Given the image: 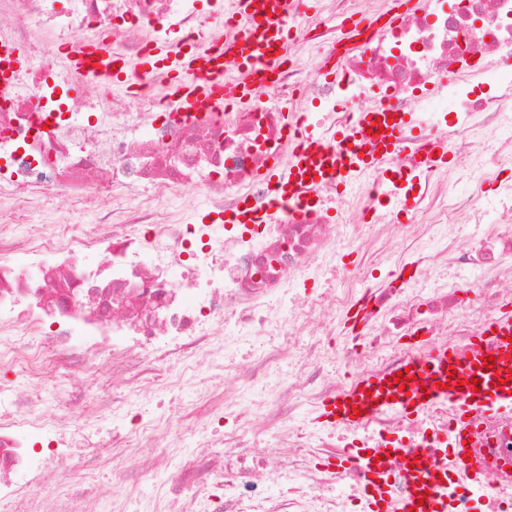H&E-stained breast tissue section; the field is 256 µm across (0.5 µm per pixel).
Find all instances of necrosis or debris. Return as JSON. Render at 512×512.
I'll return each mask as SVG.
<instances>
[{"label": "necrosis or debris", "mask_w": 512, "mask_h": 512, "mask_svg": "<svg viewBox=\"0 0 512 512\" xmlns=\"http://www.w3.org/2000/svg\"><path fill=\"white\" fill-rule=\"evenodd\" d=\"M320 0L298 19L268 8L292 44L274 77L256 74V102L177 104L167 48L219 52L242 30L224 0H0V512L19 500L24 473L39 488L23 512H373V477L390 506L411 491L412 455L447 461L456 416L387 411L358 427L319 419L356 379L383 376L430 349L464 347L512 308V80L482 91L512 62V0H424L373 11ZM111 46L121 82L75 59L90 41ZM297 113L299 125L287 123ZM371 113L394 131L382 164L358 187L310 171L276 198L300 125L321 127L337 158L376 152ZM452 168L431 164L434 139ZM468 183L448 186L449 170ZM191 194L224 224L177 209ZM93 220L65 230L47 199ZM267 206L262 224L230 216ZM419 217L403 244L396 210ZM37 215L33 231L3 225ZM99 261L89 268L85 252ZM408 270L398 279L392 262ZM213 380L193 414L190 449L147 420L142 390L183 362ZM106 367L119 389L90 394L74 380ZM66 375L62 406L42 418L48 373ZM274 441L263 444L266 432ZM468 438L483 462L473 482L447 485L454 512H512V412H474ZM95 444L80 473L63 469L73 443ZM151 451L148 467L101 476L108 458ZM367 448V466L339 465Z\"/></svg>", "instance_id": "4bbe7bcc"}]
</instances>
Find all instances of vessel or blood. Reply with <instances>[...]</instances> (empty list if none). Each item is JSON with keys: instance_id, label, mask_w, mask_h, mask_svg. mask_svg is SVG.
Wrapping results in <instances>:
<instances>
[{"instance_id": "b4317fda", "label": "vessel or blood", "mask_w": 512, "mask_h": 512, "mask_svg": "<svg viewBox=\"0 0 512 512\" xmlns=\"http://www.w3.org/2000/svg\"><path fill=\"white\" fill-rule=\"evenodd\" d=\"M257 0H237L236 15L247 29L235 38L233 47L242 64L240 75L225 79L219 65L198 53L178 55L179 76L174 82L185 110H193L198 95L207 93L217 99L237 102L252 101L257 88L251 78L254 72L272 69L273 58L288 55V40L275 16H260ZM321 135L304 131L303 140L295 154V177H303L313 166L328 167L333 155L324 150ZM490 331L494 346H487L484 337H473L467 358L455 350H437L420 362L410 365V381L405 387L391 386L388 377L364 376L357 379L345 395L327 403L324 416L350 426L359 425L363 418L383 411L422 412L431 403H449L459 419L469 413L512 412V312L503 314ZM494 357L495 367L483 370L482 358ZM478 379L477 388H459V381ZM450 464L455 472L479 480L481 466L474 455L463 448L450 452ZM414 492L405 498L399 512H445L446 505L438 496L435 470L430 459L418 458L414 467Z\"/></svg>"}]
</instances>
